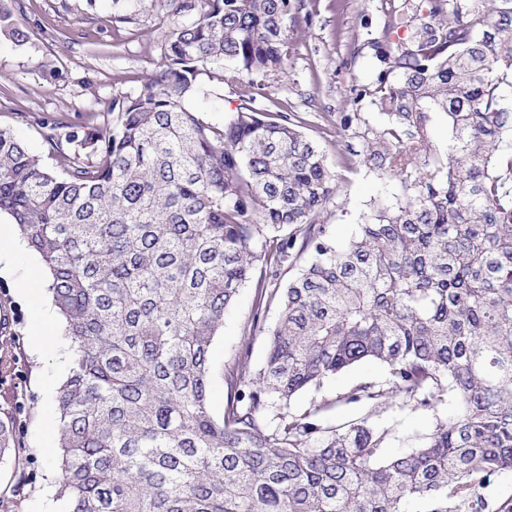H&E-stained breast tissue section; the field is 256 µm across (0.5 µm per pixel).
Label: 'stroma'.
Listing matches in <instances>:
<instances>
[{
    "label": "stroma",
    "instance_id": "obj_1",
    "mask_svg": "<svg viewBox=\"0 0 512 512\" xmlns=\"http://www.w3.org/2000/svg\"><path fill=\"white\" fill-rule=\"evenodd\" d=\"M14 20L29 33L21 45L0 36V126L10 129L45 163L54 156L44 138L43 122L61 120L79 136L94 133L112 119L113 98L136 93L145 78L160 70L166 38L179 19L159 0H21ZM389 22L385 0H303L293 29L295 50L287 75L262 79L261 94L289 111L306 115L307 135L328 160L336 158V115L351 104L355 81L373 72V39ZM237 96L219 81L205 82L189 106L205 122L223 123L235 111ZM372 115L369 104L357 107ZM395 182H382L366 171L342 173L336 192L319 216L333 236L344 239L359 223L374 197L392 193ZM7 315L12 338L21 350L9 369L0 368V409L24 406L21 440L28 462L26 479L16 482L10 460H0V492L13 512H67L56 494L55 463L60 453L57 391L69 370L64 330L36 346L32 337L34 304L22 297L11 277L0 276V315ZM277 307L257 314L255 288H242L224 317L210 355V402L222 414L230 397L223 372L249 348V369L263 359L268 326ZM382 365L362 363L337 375L323 394L334 400L329 420L344 422L361 409L344 401L354 386L381 382ZM376 425L392 430L389 449L416 446L433 422L430 412L399 407L391 401L372 415Z\"/></svg>",
    "mask_w": 512,
    "mask_h": 512
}]
</instances>
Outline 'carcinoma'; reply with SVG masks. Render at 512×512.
<instances>
[{"label":"carcinoma","instance_id":"1","mask_svg":"<svg viewBox=\"0 0 512 512\" xmlns=\"http://www.w3.org/2000/svg\"><path fill=\"white\" fill-rule=\"evenodd\" d=\"M163 2L186 20L163 67L113 99L115 123L44 126L60 172L0 128V214L46 267L72 350L56 396L68 512H512L489 493L512 472V0H418L408 40L385 31L353 88L377 115L336 113L334 168L298 113L257 106L301 0ZM0 34L28 39L9 9ZM202 74L237 94L220 125L187 106ZM357 167L397 191L338 242L317 218ZM296 250L309 260L267 288ZM255 277L278 316L259 369L246 349L225 370L216 416L210 348ZM367 361L385 380L344 397L367 414L292 409ZM388 399L456 410L391 454L370 422ZM22 414L0 411L20 481Z\"/></svg>","mask_w":512,"mask_h":512}]
</instances>
